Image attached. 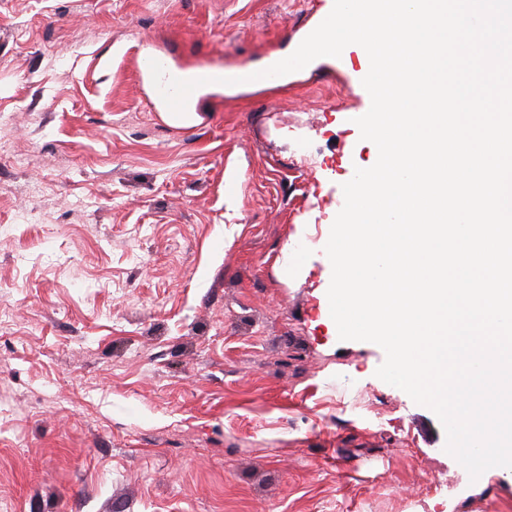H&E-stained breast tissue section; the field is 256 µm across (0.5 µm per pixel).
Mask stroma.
Wrapping results in <instances>:
<instances>
[{"instance_id": "obj_1", "label": "stroma", "mask_w": 512, "mask_h": 512, "mask_svg": "<svg viewBox=\"0 0 512 512\" xmlns=\"http://www.w3.org/2000/svg\"><path fill=\"white\" fill-rule=\"evenodd\" d=\"M333 6L0 0V512H512L330 315L361 46L186 125L139 73L267 69ZM152 60L159 62L163 66L167 76L181 79V80H196V79H206V78L215 79V78H231V77H233V74L224 73V69L205 67V68H201V69L197 70L191 78H185L182 76V74L178 70H176L169 64V62L167 61V59L165 57H163L161 55L153 54V53L144 54L140 59V66H139L140 72L143 73L144 76L150 82V93H151L153 100L158 105H160L166 112L173 113L169 109V107L167 106V104L163 100L162 96L160 95L159 91L157 90V88L154 85L151 67H150V62Z\"/></svg>"}]
</instances>
